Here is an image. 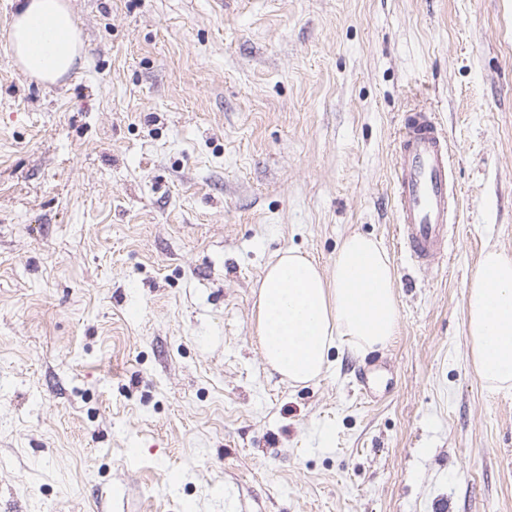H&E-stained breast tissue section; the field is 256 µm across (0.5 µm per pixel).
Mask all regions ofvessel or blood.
Listing matches in <instances>:
<instances>
[{
    "label": "vessel or blood",
    "instance_id": "vessel-or-blood-1",
    "mask_svg": "<svg viewBox=\"0 0 512 512\" xmlns=\"http://www.w3.org/2000/svg\"><path fill=\"white\" fill-rule=\"evenodd\" d=\"M451 149L433 112L417 109L400 128L394 176L397 230L410 259L439 264L457 222Z\"/></svg>",
    "mask_w": 512,
    "mask_h": 512
}]
</instances>
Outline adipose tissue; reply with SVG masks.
I'll return each instance as SVG.
<instances>
[{
    "label": "adipose tissue",
    "mask_w": 512,
    "mask_h": 512,
    "mask_svg": "<svg viewBox=\"0 0 512 512\" xmlns=\"http://www.w3.org/2000/svg\"><path fill=\"white\" fill-rule=\"evenodd\" d=\"M8 36L16 64L45 83L69 73L82 41L66 0H17ZM395 270L383 246L363 234L342 242L331 274L286 250L266 268L258 296L262 356L288 380L307 382L326 370L337 343L363 356L396 333ZM466 334L473 364L489 389L512 387V256L485 250L466 286Z\"/></svg>",
    "instance_id": "ef3b65f1"
}]
</instances>
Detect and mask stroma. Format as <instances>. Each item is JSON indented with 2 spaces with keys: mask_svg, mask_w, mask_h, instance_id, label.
Wrapping results in <instances>:
<instances>
[{
  "mask_svg": "<svg viewBox=\"0 0 512 512\" xmlns=\"http://www.w3.org/2000/svg\"><path fill=\"white\" fill-rule=\"evenodd\" d=\"M0 0V512H512V389L477 377L465 286L512 256V0H69L44 85ZM459 189L448 257L395 232L404 115ZM371 236L393 340L318 379L264 363L258 290ZM379 361L383 399L359 371Z\"/></svg>",
  "mask_w": 512,
  "mask_h": 512,
  "instance_id": "35a3bbf8",
  "label": "stroma"
}]
</instances>
